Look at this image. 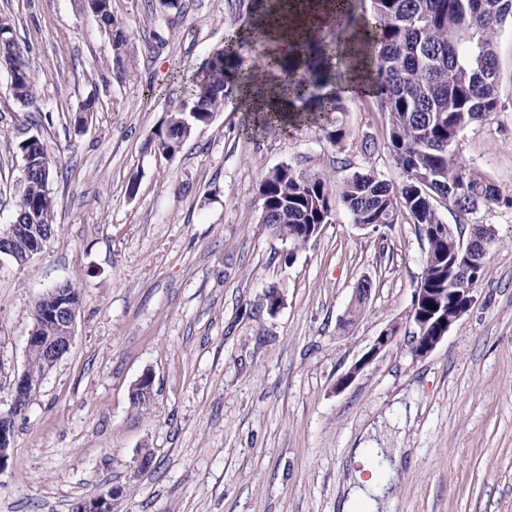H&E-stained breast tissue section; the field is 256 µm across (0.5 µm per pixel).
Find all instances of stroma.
Returning a JSON list of instances; mask_svg holds the SVG:
<instances>
[{"mask_svg": "<svg viewBox=\"0 0 512 512\" xmlns=\"http://www.w3.org/2000/svg\"><path fill=\"white\" fill-rule=\"evenodd\" d=\"M112 12L127 36L121 74L81 0H0L39 94L38 107L22 106L0 70V225L17 200V138L39 136L57 167L51 240L25 265H0V414L27 362L35 301L66 281L80 291L73 345L15 423L0 512H72L107 491L112 512H341L354 448L401 455L385 512H512V208L476 214L497 241L473 307L436 349L413 357L403 326L337 388L409 307L426 243L405 220L361 227L337 201L295 250L263 223L258 190L284 164L334 190L364 170L400 182L386 113L346 98L335 145L317 124L248 132L227 106L174 155L155 153L145 143L179 105L177 71L222 52L248 10L112 0ZM495 52L501 109L467 128L459 150L509 196L511 23ZM89 98L95 109L77 125ZM365 139L375 152L361 151ZM364 279L371 295L352 321ZM147 372L153 399L141 409L130 393ZM399 330L400 322L398 321L391 323L385 329H383L374 339L369 350L365 352L362 357L353 364L347 374L338 380L336 385L337 388H341L348 382L352 381L360 372L372 364L381 352L386 350L395 342Z\"/></svg>", "mask_w": 512, "mask_h": 512, "instance_id": "1", "label": "stroma"}]
</instances>
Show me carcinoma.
<instances>
[{
	"label": "carcinoma",
	"mask_w": 512,
	"mask_h": 512,
	"mask_svg": "<svg viewBox=\"0 0 512 512\" xmlns=\"http://www.w3.org/2000/svg\"><path fill=\"white\" fill-rule=\"evenodd\" d=\"M372 12L359 19L350 12L348 0L334 5L328 28L330 40L295 36L296 52L280 59L275 67L291 79L290 102H315L325 123L326 138L340 143L345 130L336 115L344 111L343 96L327 91L330 81L341 75L324 74L323 61L348 63V55L364 50L356 39L360 30L380 29L385 46L365 75L375 88V97L387 113L388 149L402 181L394 184L373 171H356L342 184L339 198L356 224L389 226L407 217L420 236H427L431 258H423V287L441 293L448 288L450 269L456 259L458 237L439 229L443 223L439 206L446 205L461 216L512 198L459 157L460 134L472 123L487 118L500 105L494 42L502 25L512 21V0H371ZM97 19L105 31L125 37L112 10H100ZM232 50L213 55L206 62V79L189 90L183 107L170 113L165 124L149 137L145 148L169 150L187 132L186 126L207 125L215 112L233 99V84L239 80ZM17 102L37 107L38 95L25 68L12 80ZM17 151L36 159V167L24 184L12 223L0 229L11 234L12 224L31 221L29 236L15 242L19 257L48 241L54 234L55 204L43 201L46 184L54 177V164L45 144L38 146L24 137ZM269 214L264 223L294 247L309 243L302 224H327L332 198L326 179L282 165L272 170L259 188ZM489 231L474 225L471 248L481 263L471 276L479 282L486 260L484 238ZM28 369L39 379L50 370L46 353L36 347L28 355Z\"/></svg>",
	"instance_id": "carcinoma-1"
}]
</instances>
